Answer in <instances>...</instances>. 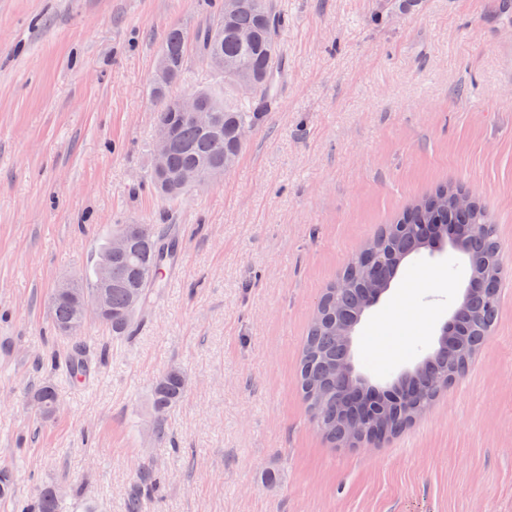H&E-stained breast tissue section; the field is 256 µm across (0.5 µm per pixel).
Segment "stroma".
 <instances>
[{"mask_svg":"<svg viewBox=\"0 0 512 512\" xmlns=\"http://www.w3.org/2000/svg\"><path fill=\"white\" fill-rule=\"evenodd\" d=\"M218 0H0V469L14 498L128 512H512V296L465 374L378 444L313 425L298 364L317 301L411 201L447 182L490 214L512 287V0H279L283 79L222 180L163 200L148 183L159 44ZM118 224H164L183 274L133 336L48 314ZM467 258L407 259L356 357L377 385L437 346ZM106 351L92 383L76 345ZM189 384L165 420L154 381ZM60 403L40 418L35 385ZM164 423L166 433L154 428ZM160 489V481L157 480L153 471H144L139 478V482L134 486V491L129 499V512H142V499L151 498Z\"/></svg>","mask_w":512,"mask_h":512,"instance_id":"obj_1","label":"stroma"}]
</instances>
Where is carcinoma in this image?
I'll list each match as a JSON object with an SVG mask.
<instances>
[{"mask_svg": "<svg viewBox=\"0 0 512 512\" xmlns=\"http://www.w3.org/2000/svg\"><path fill=\"white\" fill-rule=\"evenodd\" d=\"M285 24L278 0H239L234 11H214L191 34L178 26L168 29L158 49L150 85L156 128L166 130L171 140L164 169L152 166L149 171L150 183L161 198L174 199L187 192L186 178L193 172H206L214 182L235 164L242 151L239 129L257 126L273 98L281 68L278 36ZM245 32L251 34L247 42L241 39ZM193 56L224 83L221 93L209 86L192 90L215 115L209 127L185 119L179 109L183 97L179 88L187 81ZM461 193L458 187L440 185L405 207L348 263L339 276L342 286L338 288L333 282L321 296L299 362V387L312 422L330 441L348 442L347 422L360 415L359 407L347 399L352 384L338 380L339 367L346 359L345 329L363 311L367 293L391 283L404 258L429 244L443 243L450 229L472 265L460 326L452 337L456 349L450 357L448 348L440 347L404 381L418 389L414 407L384 397L370 417V427L379 434H391L421 414L438 392L427 386L429 378H444L448 383L458 378L491 331L498 314V245L487 212L478 201L467 207L453 203ZM482 224L486 225L483 234L471 232V226ZM134 228L137 234L128 252L112 256L117 281L111 288L110 312L101 324L114 336L130 332L132 304L143 305L152 289L159 286L155 273L176 250L175 241L163 230L144 224ZM49 310L58 332L68 329L76 335L83 328L77 310L67 299L51 296ZM183 376L180 369L171 368L153 384L151 404L158 416H165L183 398ZM32 402L40 416H52L58 406L55 387L40 385L32 393ZM159 489L154 473L143 472L129 499V512H141L142 499L154 496ZM60 501L58 490L45 488L20 512H61Z\"/></svg>", "mask_w": 512, "mask_h": 512, "instance_id": "carcinoma-1", "label": "carcinoma"}]
</instances>
